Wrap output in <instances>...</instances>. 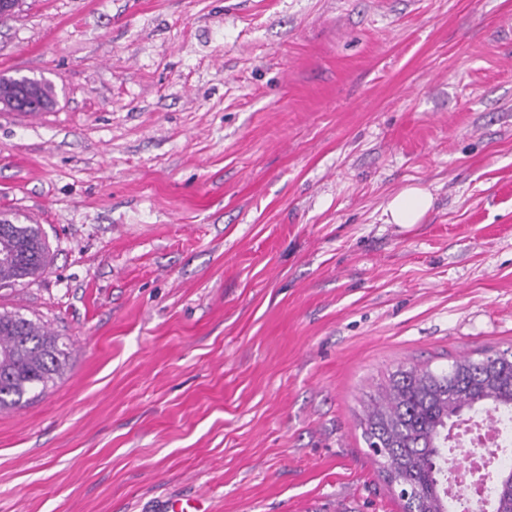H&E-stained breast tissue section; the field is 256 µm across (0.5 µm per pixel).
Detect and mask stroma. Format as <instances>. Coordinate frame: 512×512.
I'll return each instance as SVG.
<instances>
[{
    "label": "stroma",
    "mask_w": 512,
    "mask_h": 512,
    "mask_svg": "<svg viewBox=\"0 0 512 512\" xmlns=\"http://www.w3.org/2000/svg\"><path fill=\"white\" fill-rule=\"evenodd\" d=\"M1 76L56 102L0 105L50 249L0 312L70 358L0 412V512H402L364 402L512 351V0H19ZM25 85L30 87L36 93L38 98L43 100L46 104L45 109L35 110L29 108V110L42 112L52 106L54 101L52 95V84L50 81L44 78L36 79L26 76H22L20 78L1 77L0 86H5L8 88V90H6L3 94L2 92L0 93V100L5 102L19 96L17 99L12 101V106H16L18 104H22L23 106H34L36 104L44 105L42 101H39L34 97L32 91ZM22 86L25 87H23L20 92V87ZM430 193L417 186H408L399 191L388 202L385 214L388 223L418 224L432 207Z\"/></svg>",
    "instance_id": "stroma-1"
}]
</instances>
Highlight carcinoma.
Wrapping results in <instances>:
<instances>
[{
    "instance_id": "obj_1",
    "label": "carcinoma",
    "mask_w": 512,
    "mask_h": 512,
    "mask_svg": "<svg viewBox=\"0 0 512 512\" xmlns=\"http://www.w3.org/2000/svg\"><path fill=\"white\" fill-rule=\"evenodd\" d=\"M30 87L53 104L52 84L40 78H0L5 102ZM49 246L40 225L0 218V285H15L42 274ZM70 351L60 337L18 312L0 313V410L16 409L31 393L64 375ZM482 409L495 422L512 413V353L495 359L462 357L448 370L409 366L398 369L360 419L362 435L379 459L388 483L399 489L403 512H450L443 493L444 448L451 429L466 411ZM492 489L490 512H512V467Z\"/></svg>"
}]
</instances>
